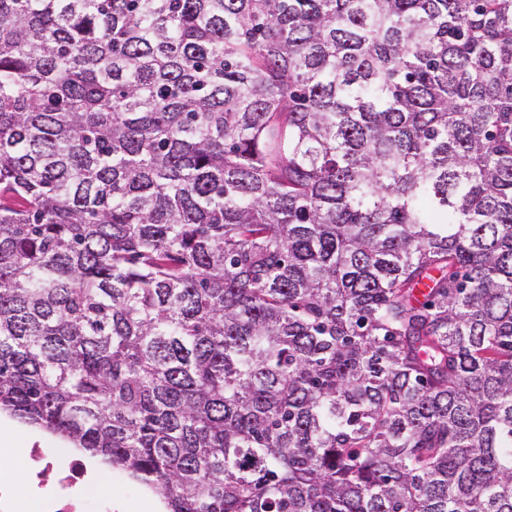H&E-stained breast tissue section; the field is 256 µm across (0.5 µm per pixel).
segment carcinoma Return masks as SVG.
I'll return each mask as SVG.
<instances>
[{"mask_svg": "<svg viewBox=\"0 0 512 512\" xmlns=\"http://www.w3.org/2000/svg\"><path fill=\"white\" fill-rule=\"evenodd\" d=\"M165 512H512V0H0V413Z\"/></svg>", "mask_w": 512, "mask_h": 512, "instance_id": "carcinoma-1", "label": "carcinoma"}]
</instances>
